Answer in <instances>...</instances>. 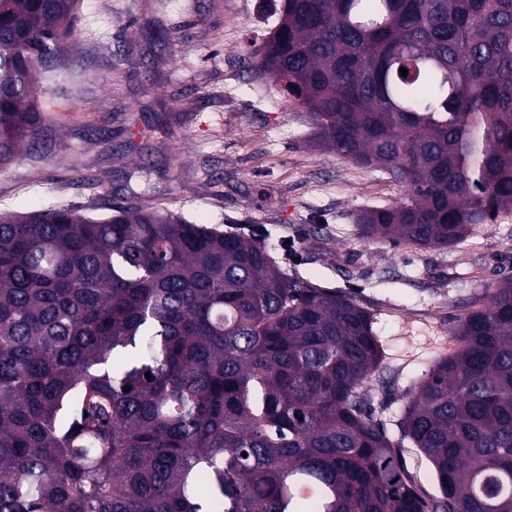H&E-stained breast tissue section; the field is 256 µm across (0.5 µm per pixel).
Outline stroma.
Segmentation results:
<instances>
[{
	"instance_id": "obj_1",
	"label": "stroma",
	"mask_w": 512,
	"mask_h": 512,
	"mask_svg": "<svg viewBox=\"0 0 512 512\" xmlns=\"http://www.w3.org/2000/svg\"><path fill=\"white\" fill-rule=\"evenodd\" d=\"M266 2L80 0L65 71L43 82L49 150L0 164V210L73 205L101 217L134 194L195 224L264 225L274 254L293 241L301 280L373 314L392 368L386 390L373 392L375 418L398 442L407 389L455 348L470 304L512 278V214L448 249L360 238L359 211L399 200L404 187L309 146L308 113L245 69ZM156 18L170 40L153 35ZM66 177L97 185L68 187ZM397 454L418 487L437 493L416 448L399 444Z\"/></svg>"
}]
</instances>
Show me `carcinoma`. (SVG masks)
<instances>
[{
  "instance_id": "cac0c4a2",
  "label": "carcinoma",
  "mask_w": 512,
  "mask_h": 512,
  "mask_svg": "<svg viewBox=\"0 0 512 512\" xmlns=\"http://www.w3.org/2000/svg\"><path fill=\"white\" fill-rule=\"evenodd\" d=\"M73 3L0 0L1 165L44 148L36 77ZM271 16L245 68L309 112L311 146L405 187L361 236L448 249L512 213V0ZM287 267L261 235L137 196L0 214V512H512V282L398 422L435 497L372 415L373 315ZM400 457L405 469L414 478L418 487H420L427 494H439L438 484L435 477L430 470L429 463L419 453L417 448H413L408 441L398 448H394Z\"/></svg>"
}]
</instances>
